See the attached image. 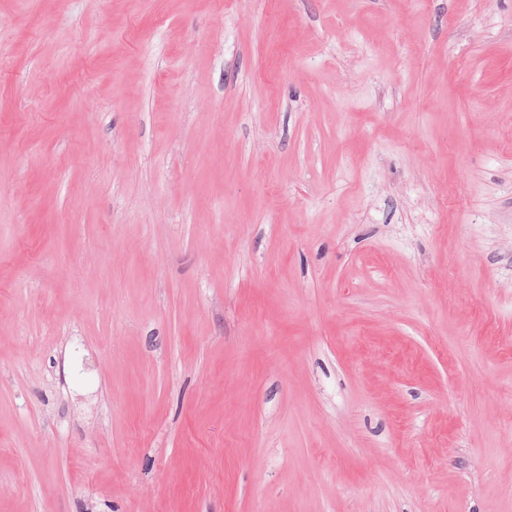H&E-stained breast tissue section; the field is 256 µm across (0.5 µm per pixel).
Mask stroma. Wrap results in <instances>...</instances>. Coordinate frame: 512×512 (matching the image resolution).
<instances>
[{
  "mask_svg": "<svg viewBox=\"0 0 512 512\" xmlns=\"http://www.w3.org/2000/svg\"><path fill=\"white\" fill-rule=\"evenodd\" d=\"M0 512H512V0H0Z\"/></svg>",
  "mask_w": 512,
  "mask_h": 512,
  "instance_id": "obj_1",
  "label": "stroma"
}]
</instances>
